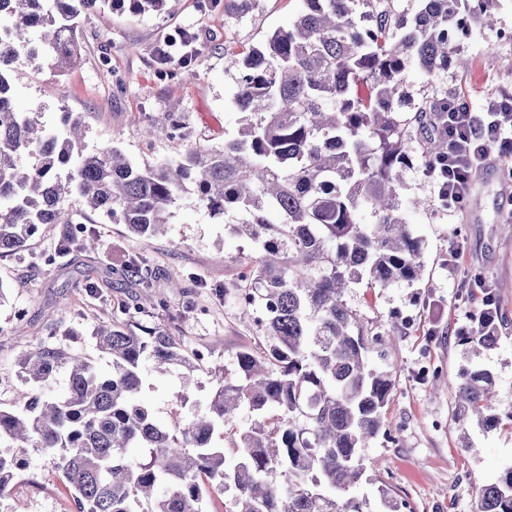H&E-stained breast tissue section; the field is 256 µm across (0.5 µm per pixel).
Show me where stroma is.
<instances>
[{
    "label": "stroma",
    "instance_id": "1",
    "mask_svg": "<svg viewBox=\"0 0 512 512\" xmlns=\"http://www.w3.org/2000/svg\"><path fill=\"white\" fill-rule=\"evenodd\" d=\"M301 8L302 0H167L164 10L135 16L117 0L81 15L80 52L66 69L40 60L14 65L15 99L51 126L60 113H85L88 151L114 146L142 165L191 145L220 147L242 120L233 102L237 74L225 70V51L244 56L262 47ZM489 9L496 26L473 25L463 44L471 69L452 68L436 79L410 70L411 94L460 88L477 108L491 94L512 89V0H489ZM178 28L197 36L191 63L178 56L159 62L158 47ZM175 120L182 127L174 138L148 137L150 127ZM401 196L403 218L424 242L422 277L411 285L344 291L347 306L368 327L400 326L384 360L395 371L385 414L391 435L363 448L366 470L355 493L369 498L373 512L381 508L383 489L400 512H473L479 487L512 465V422L506 419L512 412V164L490 157L461 206L439 198L421 166L407 171ZM416 198L421 207H413ZM237 220L232 213L214 217L190 190L174 208L165 235L144 239L122 224L94 223L98 249L48 267L42 257L55 253L60 227L45 224L26 250L0 256L6 295L0 304V403L24 405L31 387L19 376L16 358L42 340L82 351L105 367L92 330L102 321L128 322L120 305L137 288L123 269L142 256L159 268L154 292L166 303L145 325H166L185 346L203 352L206 368L187 385L174 375L149 378L142 396L164 421L177 411L205 409L209 370L235 376L241 350L269 343L260 306L243 299L244 273L257 247L235 232ZM173 271L184 291L170 288L167 275ZM475 275L493 288L507 319L498 347L484 357L497 378L492 409L503 421L490 432L470 429L472 446L466 449L452 413L464 365L456 336L481 304V290L470 285ZM90 283L98 293L87 291ZM51 316L58 321L52 336L46 331ZM25 459L22 475L0 496V512H77L53 459L33 449Z\"/></svg>",
    "mask_w": 512,
    "mask_h": 512
}]
</instances>
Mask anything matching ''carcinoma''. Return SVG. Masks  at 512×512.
I'll return each instance as SVG.
<instances>
[{
	"instance_id": "1",
	"label": "carcinoma",
	"mask_w": 512,
	"mask_h": 512,
	"mask_svg": "<svg viewBox=\"0 0 512 512\" xmlns=\"http://www.w3.org/2000/svg\"><path fill=\"white\" fill-rule=\"evenodd\" d=\"M99 1L112 2L0 0V254L25 248L42 224L61 225L60 255L96 249L98 238L74 226V195L130 233L156 236L191 182L200 204L242 216L236 230L257 241L244 298L264 307L273 343L240 351L236 378L214 374L206 413L162 421L136 400L148 375L188 379L203 367L168 327L98 325L106 375L82 353L40 342L17 360L38 394L0 406V496L24 471L25 449L36 448L56 461L78 512H202L212 492L230 494L232 512H371L352 489L365 472L362 448L388 435L394 376L372 364L379 333L343 291L421 276L423 243L402 217L399 189L413 158L428 169L443 156L429 130L448 94L417 102L405 74L468 68L462 41L487 0H418L411 20L395 0H302L299 17L263 48L226 55L245 114L237 135L144 167L114 147L85 152L82 112L62 113L53 133L14 103L10 66L22 56L71 64L78 18ZM166 2L129 8L140 15ZM128 273L142 288L136 313L165 306L152 295L147 259L129 260ZM483 291L459 333L474 358L499 344L505 326L494 290ZM495 388L488 367L463 369L455 422L497 428ZM244 411L252 421L231 452L215 447V432ZM474 512H512V467L481 488Z\"/></svg>"
}]
</instances>
